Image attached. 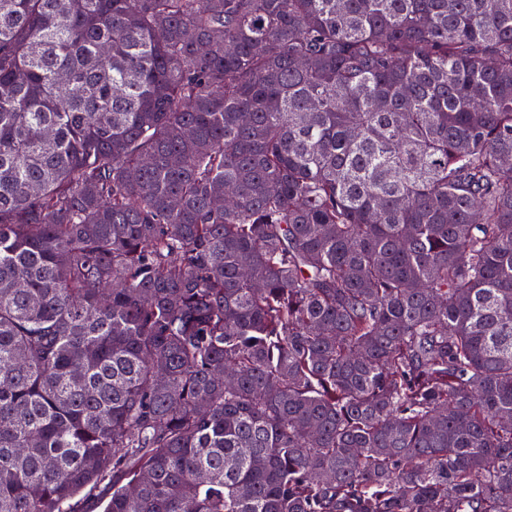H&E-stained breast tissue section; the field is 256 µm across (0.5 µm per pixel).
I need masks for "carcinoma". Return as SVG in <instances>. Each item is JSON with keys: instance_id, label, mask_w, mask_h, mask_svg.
Instances as JSON below:
<instances>
[{"instance_id": "obj_1", "label": "carcinoma", "mask_w": 512, "mask_h": 512, "mask_svg": "<svg viewBox=\"0 0 512 512\" xmlns=\"http://www.w3.org/2000/svg\"><path fill=\"white\" fill-rule=\"evenodd\" d=\"M103 485L512 512V0H0V512Z\"/></svg>"}]
</instances>
